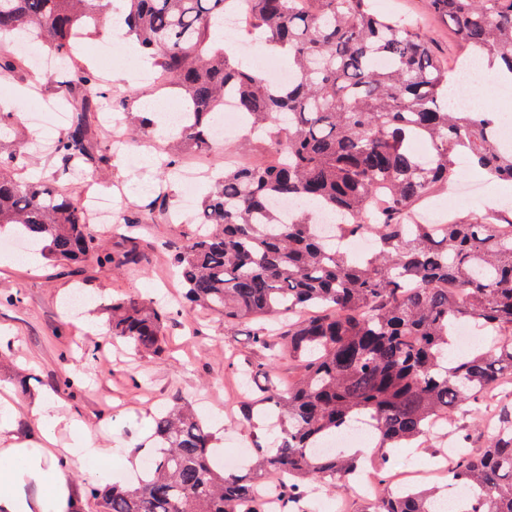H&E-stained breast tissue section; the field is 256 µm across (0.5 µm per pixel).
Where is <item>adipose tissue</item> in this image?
Masks as SVG:
<instances>
[{"mask_svg": "<svg viewBox=\"0 0 512 512\" xmlns=\"http://www.w3.org/2000/svg\"><path fill=\"white\" fill-rule=\"evenodd\" d=\"M58 408L55 400L40 399L24 408L0 409V431L23 414L47 442L43 448H0V512H80L82 503L71 481L74 473L93 472L106 486L122 483L126 470L137 467V457L129 454L122 469H113V449L100 447L85 430L78 431L73 446L53 447V431L64 421Z\"/></svg>", "mask_w": 512, "mask_h": 512, "instance_id": "1", "label": "adipose tissue"}]
</instances>
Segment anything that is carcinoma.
Segmentation results:
<instances>
[{"label": "carcinoma", "mask_w": 512, "mask_h": 512, "mask_svg": "<svg viewBox=\"0 0 512 512\" xmlns=\"http://www.w3.org/2000/svg\"><path fill=\"white\" fill-rule=\"evenodd\" d=\"M0 0V39L26 29L66 62L76 39L121 15L126 36L148 51L181 91L186 122L178 149L213 147L214 116L232 98L249 132H262L273 160L224 166L202 199L192 234L172 243L188 302L234 327L288 323L284 354L301 362L298 379H273L260 405L280 436L254 444L258 462L228 472L213 459L217 440L182 400L155 416L158 451L146 477L125 487L91 488L99 512H262L254 496L264 478L288 474V512H309V484L334 490L359 468L354 456L323 451L336 433L365 422L381 448L426 437L463 406L472 418L485 397L512 382V218L495 210L478 222L455 217L414 222L415 209L448 187L456 157L512 182V149L497 139L500 114L460 110L448 101L453 71L414 28L377 13L371 0H250L252 26L287 50L285 86L243 65L214 33L224 32L233 0ZM467 56L499 60L512 72V0H430ZM66 96L73 116L49 160L55 175L21 176L27 157L0 139V227L56 261L136 265L133 250L107 252L89 225L85 199L57 184L79 167L112 168L109 145L89 121L101 100L90 71ZM282 201L298 203L288 215ZM334 216L324 235L316 211ZM375 239L372 254L336 249V237ZM166 313L151 303L112 300L110 332L157 354ZM473 322L494 339L448 357L454 328ZM458 512H512V410L478 452L457 447ZM437 495L387 489L372 512H433Z\"/></svg>", "instance_id": "1"}]
</instances>
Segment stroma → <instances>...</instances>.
I'll return each instance as SVG.
<instances>
[{
    "label": "stroma",
    "instance_id": "stroma-1",
    "mask_svg": "<svg viewBox=\"0 0 512 512\" xmlns=\"http://www.w3.org/2000/svg\"><path fill=\"white\" fill-rule=\"evenodd\" d=\"M394 5L396 15L416 25L440 61L454 67L463 47L446 21L434 13L430 0H394ZM16 55L22 63L9 85L0 86V112L24 114L61 101L63 93L53 82L44 83L40 95L29 96L26 86L36 72L32 55L18 54L12 44L0 43V58ZM153 69L152 61H139L127 46L120 62L113 64L112 89L134 94L129 111H142L150 99L179 107L178 89L138 81L139 73ZM155 140L158 147L151 151L155 165L143 166L141 156L148 151L139 139L127 138L110 174L85 175L81 181L85 193L111 194L118 213H139L161 187L160 162L168 136L159 133ZM228 152L250 163L269 156L259 138L234 135L208 156L182 154L181 165L192 171L205 159L220 170ZM482 186L479 197L462 204L456 203L453 190L440 191L433 200V214L476 220L489 209L500 208L504 199L512 200L511 183L486 180ZM193 229L189 220L165 217L136 227L95 225L104 249L117 253L134 246L142 254L140 265L122 270L92 263L79 272L68 263L43 257L0 265V388L11 387L14 401L21 404L43 396L58 399L101 446L119 442L136 450L148 447L154 414L178 396L193 404L215 433L219 450L238 448L245 460H252L254 443H268L271 434L269 427L256 429L238 422L240 371L253 370V384L260 387L270 378H298L300 369L285 360L270 365L268 351L254 340L253 323L229 328L222 314L189 307L173 274L168 245ZM119 296L147 298L166 310L165 342L159 355L136 353L112 339L108 314L113 298ZM67 376L79 380L77 393L59 387V380Z\"/></svg>",
    "mask_w": 512,
    "mask_h": 512
}]
</instances>
